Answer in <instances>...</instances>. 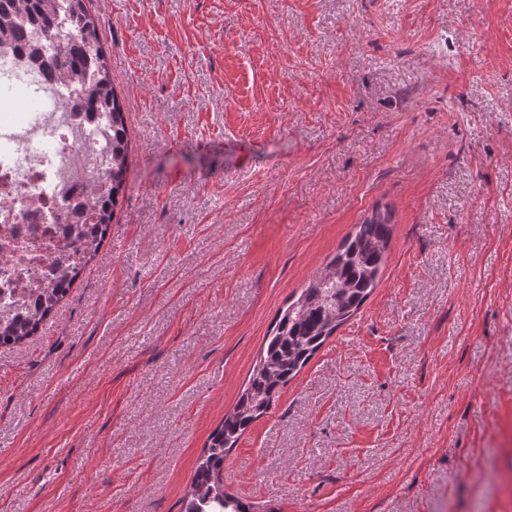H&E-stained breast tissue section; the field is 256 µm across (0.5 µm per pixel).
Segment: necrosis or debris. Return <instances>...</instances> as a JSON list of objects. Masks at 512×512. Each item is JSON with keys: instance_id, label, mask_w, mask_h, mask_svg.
Wrapping results in <instances>:
<instances>
[{"instance_id": "4bbe7bcc", "label": "necrosis or debris", "mask_w": 512, "mask_h": 512, "mask_svg": "<svg viewBox=\"0 0 512 512\" xmlns=\"http://www.w3.org/2000/svg\"><path fill=\"white\" fill-rule=\"evenodd\" d=\"M0 31V332L33 319L99 237L112 126L87 111L41 25Z\"/></svg>"}]
</instances>
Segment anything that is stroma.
I'll return each instance as SVG.
<instances>
[{
  "mask_svg": "<svg viewBox=\"0 0 512 512\" xmlns=\"http://www.w3.org/2000/svg\"><path fill=\"white\" fill-rule=\"evenodd\" d=\"M132 153L0 348V512H179L277 312L380 282L224 460L255 512H512V0H92Z\"/></svg>",
  "mask_w": 512,
  "mask_h": 512,
  "instance_id": "stroma-1",
  "label": "stroma"
}]
</instances>
